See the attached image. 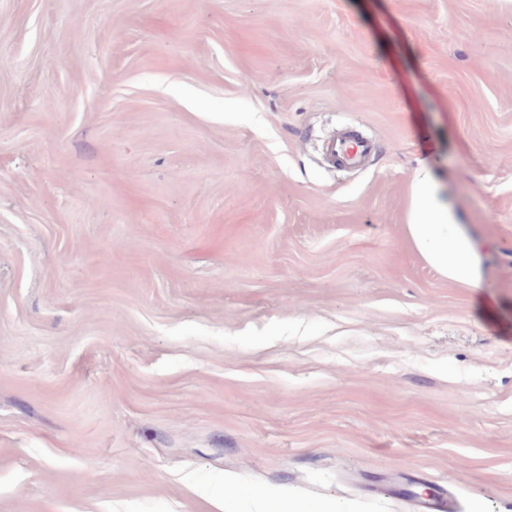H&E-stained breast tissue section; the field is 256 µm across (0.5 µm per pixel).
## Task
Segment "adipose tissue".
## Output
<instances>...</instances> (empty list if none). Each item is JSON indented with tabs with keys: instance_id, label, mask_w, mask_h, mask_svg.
<instances>
[{
	"instance_id": "ef3b65f1",
	"label": "adipose tissue",
	"mask_w": 512,
	"mask_h": 512,
	"mask_svg": "<svg viewBox=\"0 0 512 512\" xmlns=\"http://www.w3.org/2000/svg\"><path fill=\"white\" fill-rule=\"evenodd\" d=\"M418 190L409 233L428 263L448 278L471 288L484 286L481 257L472 239L457 224L451 210L437 204L434 176L428 165L415 173Z\"/></svg>"
}]
</instances>
